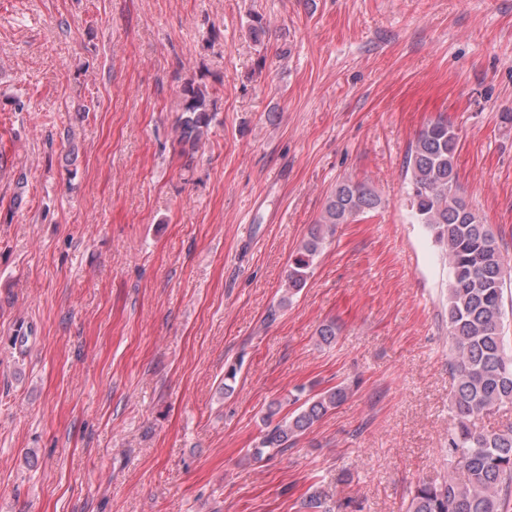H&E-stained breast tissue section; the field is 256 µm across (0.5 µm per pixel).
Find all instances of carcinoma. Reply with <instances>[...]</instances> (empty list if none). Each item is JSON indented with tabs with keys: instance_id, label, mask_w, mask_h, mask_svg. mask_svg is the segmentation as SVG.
Instances as JSON below:
<instances>
[{
	"instance_id": "cac0c4a2",
	"label": "carcinoma",
	"mask_w": 512,
	"mask_h": 512,
	"mask_svg": "<svg viewBox=\"0 0 512 512\" xmlns=\"http://www.w3.org/2000/svg\"><path fill=\"white\" fill-rule=\"evenodd\" d=\"M213 117L207 88L186 83L175 127V141L182 154L195 152ZM457 145L454 127L439 117L419 132L406 160L411 217L431 232L450 270L449 369L454 380L452 408L457 416L448 432V475L418 484L407 512H504L512 496V430L489 432L473 424L488 411L512 404V354L503 327L512 259L489 225L457 194ZM380 203L379 195L364 182L347 180L336 186L319 222L310 227L290 259L281 305L306 286L336 225L370 213ZM347 398L348 388L338 384L308 396L300 389L283 402H272L263 418L261 436L249 449L250 458L261 461L288 451ZM285 404L293 410L282 416ZM302 508L304 512H330L327 494L319 490L310 493Z\"/></svg>"
}]
</instances>
